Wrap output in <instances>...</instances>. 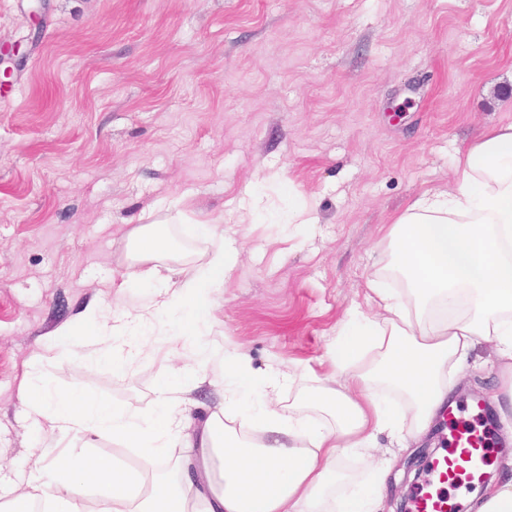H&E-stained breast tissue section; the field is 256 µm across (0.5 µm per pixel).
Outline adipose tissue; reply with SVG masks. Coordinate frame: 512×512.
I'll list each match as a JSON object with an SVG mask.
<instances>
[{
  "label": "adipose tissue",
  "instance_id": "adipose-tissue-1",
  "mask_svg": "<svg viewBox=\"0 0 512 512\" xmlns=\"http://www.w3.org/2000/svg\"><path fill=\"white\" fill-rule=\"evenodd\" d=\"M456 174L455 191L422 194L390 225L387 266L405 287L371 282L377 315L349 310L336 337L333 375L323 387L330 424L281 410V381L257 380L243 350L224 357V375L232 381L224 398L245 407L263 432L258 441L220 428L212 418L194 427L188 415L194 379L175 375L162 381L139 412L77 391L56 394L29 377L19 397L33 414L36 438L102 433L139 449L140 463L129 470L105 455L39 450L24 485L0 503V512H35L39 506L80 512L85 492L98 497L100 512H189L187 491L196 482L210 489L202 512H380L386 469L334 499L337 461L346 452L376 448L382 434L422 444L448 399L449 374L465 373L479 343L496 348L502 378L495 404L500 414H512V123L472 143L458 158ZM198 230L214 243L209 259L177 278L154 264L173 249L161 227L134 229L132 269L122 285L153 289L152 301L128 315L86 306L77 321L54 330L55 347L67 353L73 337H87L120 374L127 366L123 337L155 330L163 320L181 332L196 330L237 262L220 223ZM380 388L405 396L414 412L412 428H405L399 409L377 396ZM175 443L198 454L173 472L167 455Z\"/></svg>",
  "mask_w": 512,
  "mask_h": 512
}]
</instances>
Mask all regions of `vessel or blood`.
Masks as SVG:
<instances>
[{
    "instance_id": "1",
    "label": "vessel or blood",
    "mask_w": 512,
    "mask_h": 512,
    "mask_svg": "<svg viewBox=\"0 0 512 512\" xmlns=\"http://www.w3.org/2000/svg\"><path fill=\"white\" fill-rule=\"evenodd\" d=\"M446 447L428 462V475L414 491L410 512H461L459 497L480 485L493 461L489 438L478 420L451 418Z\"/></svg>"
}]
</instances>
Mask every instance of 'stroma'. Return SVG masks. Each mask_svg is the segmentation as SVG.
Listing matches in <instances>:
<instances>
[{
    "label": "stroma",
    "mask_w": 512,
    "mask_h": 512,
    "mask_svg": "<svg viewBox=\"0 0 512 512\" xmlns=\"http://www.w3.org/2000/svg\"><path fill=\"white\" fill-rule=\"evenodd\" d=\"M17 41L23 57L0 87L6 490L31 466L25 376L137 410L168 373L150 332L119 376L84 347L50 346L89 303L118 313L150 301V289L120 286L133 227L163 223L176 249L158 266L188 271L212 242L187 225L223 217L239 260L186 343L216 355L192 413L222 410L249 436L247 416L224 404V351L247 349L263 378L294 374L282 406L319 400L347 309L372 310L366 283L387 260L388 226L423 192L456 190L460 152L512 123V0H0V43ZM253 195L264 213L239 223ZM301 202L317 223L282 227ZM469 363L458 409L490 397L501 365L484 342ZM47 441L138 463L104 437ZM415 454L384 437L340 466L361 486L384 460L405 471Z\"/></svg>",
    "instance_id": "35a3bbf8"
}]
</instances>
